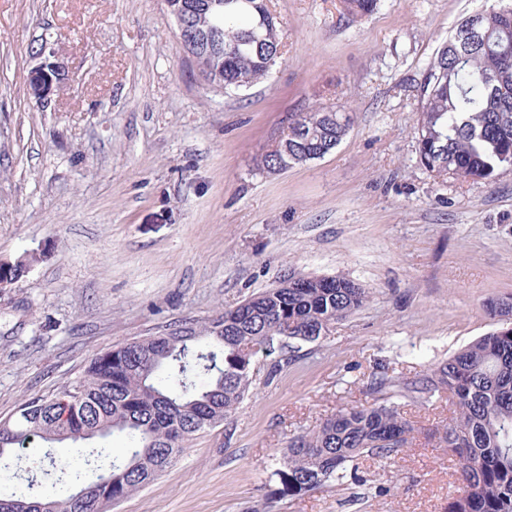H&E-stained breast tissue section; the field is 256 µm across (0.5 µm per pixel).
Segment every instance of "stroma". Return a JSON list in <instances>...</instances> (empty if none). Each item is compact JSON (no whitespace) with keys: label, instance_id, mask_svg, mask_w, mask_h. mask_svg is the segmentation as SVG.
Segmentation results:
<instances>
[{"label":"stroma","instance_id":"obj_1","mask_svg":"<svg viewBox=\"0 0 512 512\" xmlns=\"http://www.w3.org/2000/svg\"><path fill=\"white\" fill-rule=\"evenodd\" d=\"M495 0H380L350 22L339 0H271L282 56L249 89L214 90L180 50L164 0H0V420L80 375L96 354L203 324L294 271L344 276L369 300L313 343L254 358L236 413L199 433L105 512H444L458 460L436 432L446 393L402 397L417 431L355 477L280 491L281 448L374 375L412 380L491 331L512 297V172L439 178L416 152L423 71L465 16ZM44 47L42 57L31 50ZM56 66L40 103L28 77ZM347 106L322 158L269 173L257 158L295 115ZM63 445L14 449L0 491L63 466Z\"/></svg>","mask_w":512,"mask_h":512}]
</instances>
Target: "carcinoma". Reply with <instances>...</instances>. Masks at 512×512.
Masks as SVG:
<instances>
[{"label":"carcinoma","instance_id":"carcinoma-1","mask_svg":"<svg viewBox=\"0 0 512 512\" xmlns=\"http://www.w3.org/2000/svg\"><path fill=\"white\" fill-rule=\"evenodd\" d=\"M194 28L208 47L193 63L202 80L219 73L215 90L248 87L267 77L280 54L277 28L266 29L268 0L242 8L226 0H196ZM379 0H340L352 22L375 11ZM481 26L463 37L468 19L427 65L420 84L417 143L421 165L442 176L492 181L512 171V3L480 12ZM346 107L319 108L292 120L274 150L257 167L267 172L321 158L348 132ZM288 275L279 284L207 323L165 336H149L106 350L79 377L49 396L23 400L0 421V461L34 439L76 450L59 469L54 491L0 494V512H101L151 483L197 433L232 417L253 382L249 346L268 354L282 340L315 342L329 326L361 308L369 294L354 281ZM205 375L207 384L196 378ZM369 390L423 399L448 392L454 415L442 440L459 459L461 486L445 512H512V322L504 321L411 382L385 375ZM414 424L395 402L338 411L319 427L293 435L278 469L291 496L347 477V465L364 456L389 457L408 443ZM121 434L126 453L110 459L105 447L86 443ZM104 458L97 481L80 484L79 462Z\"/></svg>","mask_w":512,"mask_h":512}]
</instances>
